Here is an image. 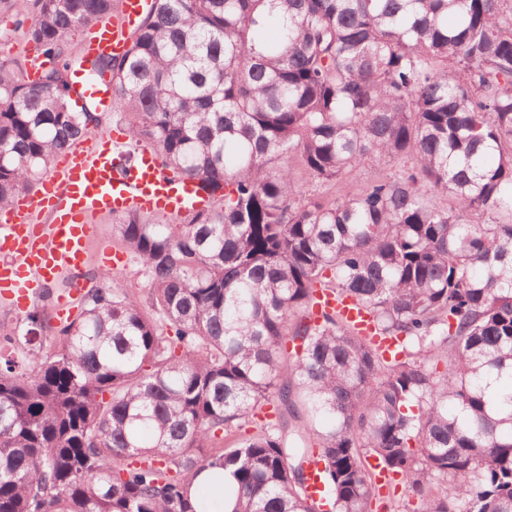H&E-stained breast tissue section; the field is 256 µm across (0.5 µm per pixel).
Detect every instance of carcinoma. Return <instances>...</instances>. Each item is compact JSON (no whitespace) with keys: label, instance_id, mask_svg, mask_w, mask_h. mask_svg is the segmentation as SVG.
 Here are the masks:
<instances>
[{"label":"carcinoma","instance_id":"obj_1","mask_svg":"<svg viewBox=\"0 0 512 512\" xmlns=\"http://www.w3.org/2000/svg\"><path fill=\"white\" fill-rule=\"evenodd\" d=\"M34 6L0 210L100 123L67 41L112 0ZM95 63L132 140L224 202L115 225L153 315L108 275L0 336V512H197L208 468L230 512H369L371 458L408 512H512V0H152ZM320 292L397 352L314 320ZM72 87L74 91L72 93L73 99H76L77 96L85 98H102V96L108 91V83L105 79L93 82L87 80L80 73H74ZM317 299L321 300L313 307L315 316L319 315L322 309H335L336 313L354 323L363 336L371 338L374 344H378L381 349H385V353L390 355V351L394 350V345L390 342L380 341L374 333V327L368 315L358 308L355 303L348 297L326 294L324 297L317 295Z\"/></svg>","mask_w":512,"mask_h":512}]
</instances>
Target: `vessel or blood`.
Masks as SVG:
<instances>
[{"label": "vessel or blood", "instance_id": "1", "mask_svg": "<svg viewBox=\"0 0 512 512\" xmlns=\"http://www.w3.org/2000/svg\"><path fill=\"white\" fill-rule=\"evenodd\" d=\"M147 4L148 0H119L116 16L97 23L83 40V54H123L128 34ZM72 87L78 96L99 98L108 83L77 73ZM210 204V195L197 180L174 172L149 147L131 154L125 139L112 133L85 138L55 158L39 194L0 213V296L25 299L63 278L70 294H81L86 285L79 274L97 234L91 222L95 215L138 210L180 217ZM44 213L50 215V223H40ZM330 309L354 323L363 336L373 337L368 315L350 298L328 294L313 307L317 314Z\"/></svg>", "mask_w": 512, "mask_h": 512}]
</instances>
